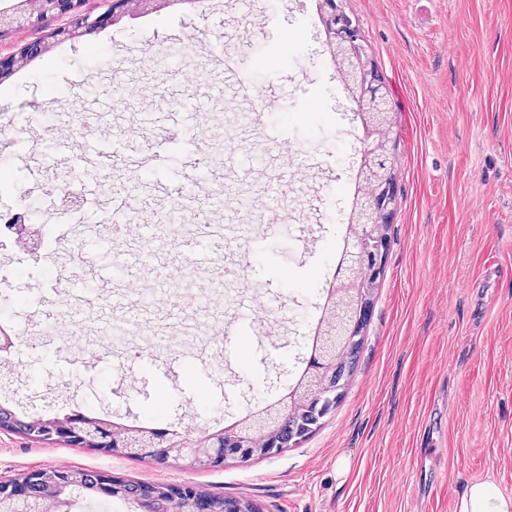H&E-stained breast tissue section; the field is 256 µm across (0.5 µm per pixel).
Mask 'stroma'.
Wrapping results in <instances>:
<instances>
[{
  "label": "stroma",
  "mask_w": 512,
  "mask_h": 512,
  "mask_svg": "<svg viewBox=\"0 0 512 512\" xmlns=\"http://www.w3.org/2000/svg\"><path fill=\"white\" fill-rule=\"evenodd\" d=\"M389 92L396 206L384 273L342 402L306 441L246 464L187 468L0 432V477L74 467L134 481L191 484L254 500L261 512H457L469 484L512 493V0H345ZM66 17L0 37V55L48 49L0 79V213L38 206L47 247L0 248V320L44 330L0 378V400L28 414L70 410L194 430L235 421L287 394L312 338L355 200L367 139L333 61L317 0H199L127 6L96 33L54 38ZM238 57L260 124L239 116L236 86L213 57ZM223 89L189 134L150 121L161 99ZM111 98L95 139L65 131L91 95ZM152 168L100 158L113 142ZM267 170L249 168L254 152ZM219 153L213 180L188 179L191 153ZM129 197L131 229L112 252L148 249L122 289L158 297L62 307L64 278L99 247L56 211L71 174ZM224 195L211 223L246 232L234 248L199 243L196 212L163 224L174 191ZM252 202L240 210V200ZM153 227L150 240L136 233ZM218 282L202 316L187 300ZM269 302L246 312L242 292ZM242 335L216 349L221 331ZM167 406L155 403L158 389Z\"/></svg>",
  "instance_id": "stroma-1"
}]
</instances>
